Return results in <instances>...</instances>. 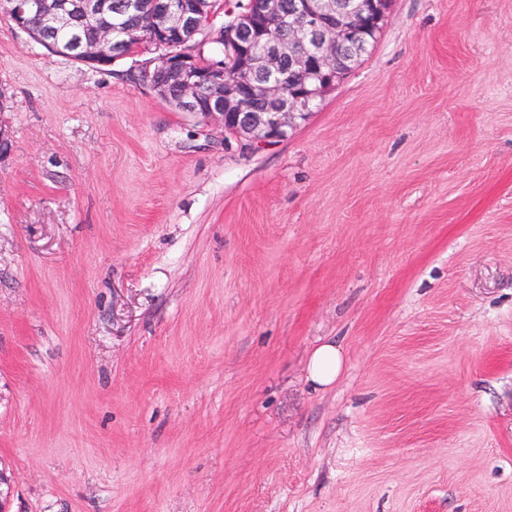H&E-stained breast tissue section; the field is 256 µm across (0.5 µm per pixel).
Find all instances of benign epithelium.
<instances>
[{
    "mask_svg": "<svg viewBox=\"0 0 512 512\" xmlns=\"http://www.w3.org/2000/svg\"><path fill=\"white\" fill-rule=\"evenodd\" d=\"M125 0L132 14L148 12V41L163 50L169 82L179 88L175 107L213 119L241 147L252 150L280 142L309 115L312 101L324 97L342 80L337 67L341 49L360 54L369 32H378L392 0H238L232 21L220 37L237 59L224 79V65L199 61L207 24L216 16L214 0ZM12 21L27 29L28 18H41L38 42L50 53L77 62L109 65L123 57V40L104 21L111 0H0ZM277 24L288 37L269 41L263 30ZM64 28L77 30L70 44L49 41Z\"/></svg>",
    "mask_w": 512,
    "mask_h": 512,
    "instance_id": "1",
    "label": "benign epithelium"
}]
</instances>
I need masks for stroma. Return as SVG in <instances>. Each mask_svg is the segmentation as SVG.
<instances>
[{"label": "stroma", "instance_id": "1", "mask_svg": "<svg viewBox=\"0 0 512 512\" xmlns=\"http://www.w3.org/2000/svg\"><path fill=\"white\" fill-rule=\"evenodd\" d=\"M134 63L0 11L9 512H512V0H393L255 150ZM344 359L341 349L333 343H324L315 348L308 362V376L311 383L331 386L339 377Z\"/></svg>", "mask_w": 512, "mask_h": 512}]
</instances>
